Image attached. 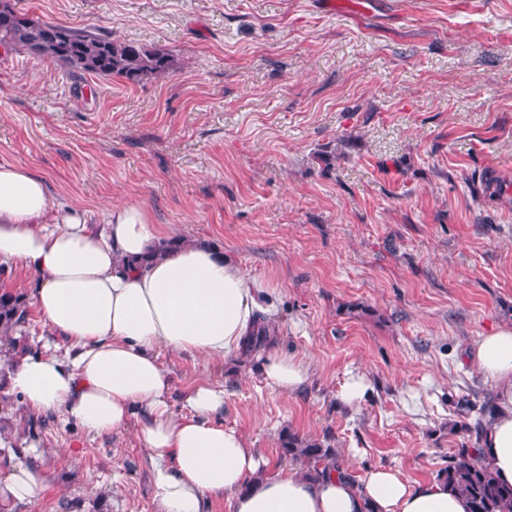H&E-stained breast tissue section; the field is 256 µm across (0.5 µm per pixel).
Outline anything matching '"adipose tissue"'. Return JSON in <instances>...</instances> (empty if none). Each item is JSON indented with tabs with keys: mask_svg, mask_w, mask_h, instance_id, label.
Returning a JSON list of instances; mask_svg holds the SVG:
<instances>
[{
	"mask_svg": "<svg viewBox=\"0 0 512 512\" xmlns=\"http://www.w3.org/2000/svg\"><path fill=\"white\" fill-rule=\"evenodd\" d=\"M0 264L32 274L35 307L67 343L62 355L48 343L14 355L4 367L10 390L93 434L138 421L153 453L156 512H208L219 495L228 512H469L442 482L412 485L390 468L369 470L356 486L333 474L270 473L242 433L213 422L223 388L190 387L185 413H175L160 350L243 354L254 327L274 322L273 291L207 243L173 241L144 206L109 207L96 227L76 211H52L41 177L0 165ZM255 358L266 383L289 393L313 374L304 356L271 346ZM472 360L495 394L486 464L512 486V328L481 337ZM43 489L38 472L18 466L0 476V507L36 502Z\"/></svg>",
	"mask_w": 512,
	"mask_h": 512,
	"instance_id": "adipose-tissue-1",
	"label": "adipose tissue"
}]
</instances>
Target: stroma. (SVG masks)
Returning <instances> with one entry per match:
<instances>
[{
    "mask_svg": "<svg viewBox=\"0 0 512 512\" xmlns=\"http://www.w3.org/2000/svg\"><path fill=\"white\" fill-rule=\"evenodd\" d=\"M13 0L47 22L171 52L138 82L0 47V165L42 177L53 207L97 223L136 202L178 238L277 283L278 348L311 382L288 393L254 361L162 352L215 419L271 464L279 436L332 435L347 467L433 481L460 441L457 403L493 386L464 359L512 326V0ZM509 190L480 199L481 178ZM370 388L341 398L347 378ZM0 389V472L45 490L15 512H154L135 426L91 435Z\"/></svg>",
    "mask_w": 512,
    "mask_h": 512,
    "instance_id": "35a3bbf8",
    "label": "stroma"
}]
</instances>
